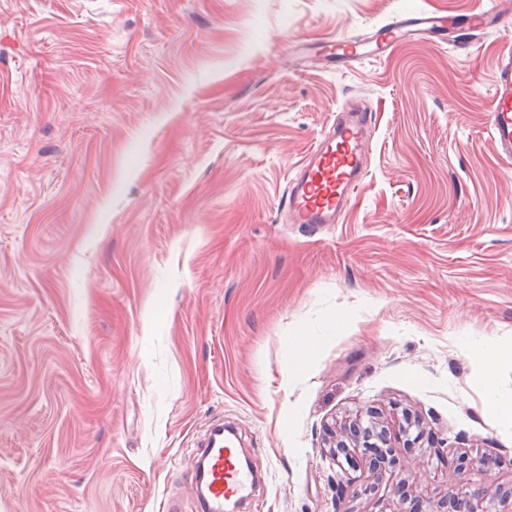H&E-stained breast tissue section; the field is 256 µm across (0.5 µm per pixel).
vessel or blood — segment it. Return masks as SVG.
Listing matches in <instances>:
<instances>
[{
  "mask_svg": "<svg viewBox=\"0 0 512 512\" xmlns=\"http://www.w3.org/2000/svg\"><path fill=\"white\" fill-rule=\"evenodd\" d=\"M501 13L497 0H482L471 15L473 29L497 27ZM449 22L430 13L396 16L377 32L373 50L362 42L336 46L335 55L343 63L382 54L404 38L430 36ZM372 123L368 112H347L337 119L331 133L321 139L298 166L284 201L292 224H332L350 202L354 191L368 173L372 142L367 129ZM491 137L498 152L512 158V56H507L494 85L490 120ZM204 463L195 477L197 512H224L226 501L247 498L254 485L250 469L240 465L236 448L225 445L224 428H213L204 451Z\"/></svg>",
  "mask_w": 512,
  "mask_h": 512,
  "instance_id": "1",
  "label": "vessel or blood"
}]
</instances>
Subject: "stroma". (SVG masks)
Masks as SVG:
<instances>
[{"label": "stroma", "instance_id": "stroma-1", "mask_svg": "<svg viewBox=\"0 0 512 512\" xmlns=\"http://www.w3.org/2000/svg\"><path fill=\"white\" fill-rule=\"evenodd\" d=\"M479 0H0V512H192L208 426L243 512H392L461 454L512 487V425L466 343H512V159L490 98L504 23L344 65L333 44ZM375 116L336 224L280 206L338 113ZM410 411L375 481L326 424Z\"/></svg>", "mask_w": 512, "mask_h": 512}]
</instances>
